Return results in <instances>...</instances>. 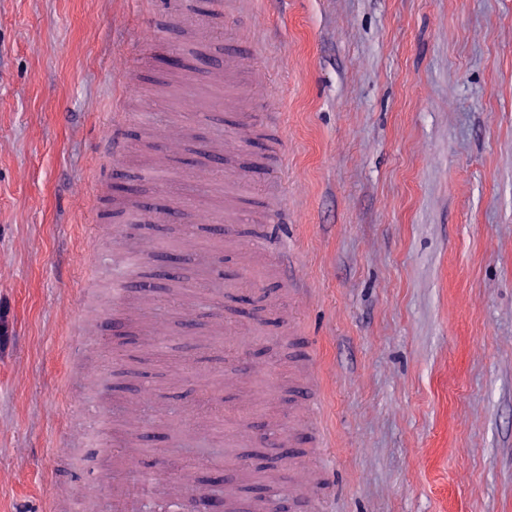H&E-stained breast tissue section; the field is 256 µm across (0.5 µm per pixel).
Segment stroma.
<instances>
[{
    "label": "stroma",
    "mask_w": 512,
    "mask_h": 512,
    "mask_svg": "<svg viewBox=\"0 0 512 512\" xmlns=\"http://www.w3.org/2000/svg\"><path fill=\"white\" fill-rule=\"evenodd\" d=\"M206 21L165 19L152 0H0V512H51L64 488L75 507L123 495V458L71 448L73 418L153 468L148 512H173L187 486L260 512L251 487L271 493L287 471L237 457L253 418L283 435L308 421L280 398L304 380L292 344L314 351L320 378L324 445L296 452L324 488L312 512H512V0H234ZM154 24L193 62L164 86L151 80L166 47L149 39ZM228 43L237 81L255 67L269 76L255 119L287 147L280 179L266 138L240 139L224 112L212 68ZM116 112L144 117L117 163L129 174L158 170L152 145L170 129L223 133L226 170L250 168L281 194L286 220L269 237L306 295L270 251L243 248L266 207L242 202L237 237L218 233L224 179L204 155L167 190L142 187L210 214L206 229L176 220L99 240L108 187L90 211L73 190L96 177ZM189 238L197 257L178 270L177 301L127 295L154 401L69 384L81 359L98 380L115 370L96 335L113 254H167ZM260 288L261 325L243 312ZM242 336L266 349L268 373L228 388ZM134 413L149 434L127 427Z\"/></svg>",
    "instance_id": "35a3bbf8"
}]
</instances>
